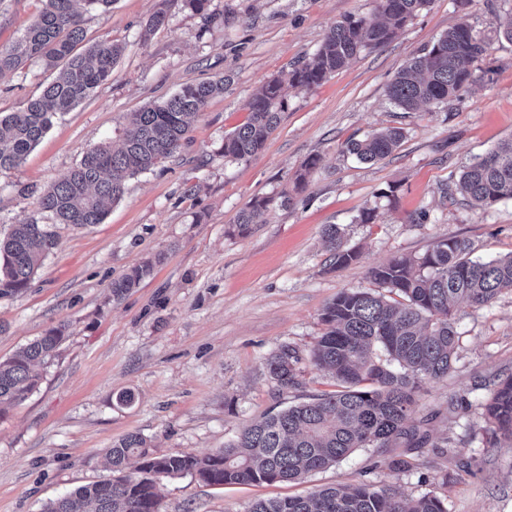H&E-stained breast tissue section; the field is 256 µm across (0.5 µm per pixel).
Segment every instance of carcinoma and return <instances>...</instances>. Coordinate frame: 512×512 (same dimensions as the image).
Segmentation results:
<instances>
[{"label": "carcinoma", "instance_id": "carcinoma-1", "mask_svg": "<svg viewBox=\"0 0 512 512\" xmlns=\"http://www.w3.org/2000/svg\"><path fill=\"white\" fill-rule=\"evenodd\" d=\"M45 5L9 49L0 50V75L38 60L56 71L40 95L19 112H0V171L21 165L53 119L88 99L112 76L123 47L109 39L83 44V14H108L113 0H44ZM432 0H379L373 16L350 14L328 30L317 51L284 76L268 80L248 102L249 117L224 135V158L246 161L263 150L287 108L284 86L312 89L365 49L387 44ZM201 14L209 0H163L146 22L150 33L167 20V4ZM487 52V44L462 22L431 48L404 65L387 87L390 102L406 111L426 104L460 99L476 82L471 64ZM223 90V81L184 85L172 98L132 113V130L121 148L94 145L38 200L39 216L13 224L0 236V299L13 298L30 287L45 258L57 247L49 224L86 227L103 223L106 206L123 197L129 179L171 158L188 131V119L203 111ZM405 137L390 127L347 144L363 162L381 160ZM462 196L486 209L512 199V139L499 143L465 165L448 200ZM265 198L240 212L232 233L249 232L255 211ZM333 267L359 258L343 247L340 230L323 231ZM465 238H444L419 257H398L371 270L386 293L346 290L323 309L325 326L308 357L310 365L327 370L339 389L267 415L245 427L237 438L205 455L156 456L146 438L129 434L112 446V478L80 487L48 501L42 512H161L158 483L162 478L191 475L209 486L295 482L335 464L358 448L409 449L431 445L427 432L408 425V415L425 379L448 376L455 359L457 334L453 311L458 302L489 305L512 291V254L489 261L471 257ZM154 262L145 261L112 281L118 300L150 276ZM67 338L66 325L44 335L0 361V406L24 401L39 385L33 367L54 359ZM302 358L282 345L266 361L269 375L288 387L299 383ZM483 441L496 447L512 442V372L500 371L479 385ZM249 512H447L433 492L411 501L368 483L319 489L306 497L260 500Z\"/></svg>", "mask_w": 512, "mask_h": 512}]
</instances>
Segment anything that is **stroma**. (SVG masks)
<instances>
[{"label":"stroma","mask_w":512,"mask_h":512,"mask_svg":"<svg viewBox=\"0 0 512 512\" xmlns=\"http://www.w3.org/2000/svg\"><path fill=\"white\" fill-rule=\"evenodd\" d=\"M160 0H114L86 15L85 39L124 48L112 78L51 129L18 167L0 172V233L36 215L38 197L104 141L120 145L130 113L161 103L187 83L223 80V93L192 117L186 139L162 165L131 179L103 223L56 225L58 247L31 287L0 300V359L64 324L68 337L38 388L0 410V512H40L79 487L111 478L106 453L130 433L154 455L222 448L263 415L335 391L326 371L304 365L283 387L265 362L281 345L308 356L324 331V306L346 289H371L373 267L418 256L440 239L471 241L485 260L512 253V199L488 209L448 202L463 165L512 138V42L495 24L512 0H432L385 46L360 52L322 85L287 88V108L266 147L224 160L226 133L273 76L312 54L349 14L373 15L377 0H211L207 15L172 6L166 24L143 29ZM42 0H0V48L9 47ZM468 22L488 44L461 99L404 112L386 89L413 56ZM53 78L27 61L0 76V112L23 110ZM392 126L405 138L388 157L362 163L348 140ZM314 169H306L311 157ZM305 174L296 188L297 174ZM247 235L230 234L253 199ZM373 208V223L358 220ZM426 211L418 224L411 214ZM337 225L358 260L333 270L324 242ZM150 277L120 300L110 285L145 259ZM453 370L423 380L411 423L458 440L437 453L405 452L402 465L360 448L295 483L209 486L192 476L160 483L163 512H248L259 499L304 496L365 482L404 499L432 491L447 512H512V442L487 448L478 383L512 371V292L489 305L459 304ZM132 393V402L120 401ZM466 396L468 412L450 401Z\"/></svg>","instance_id":"stroma-1"}]
</instances>
